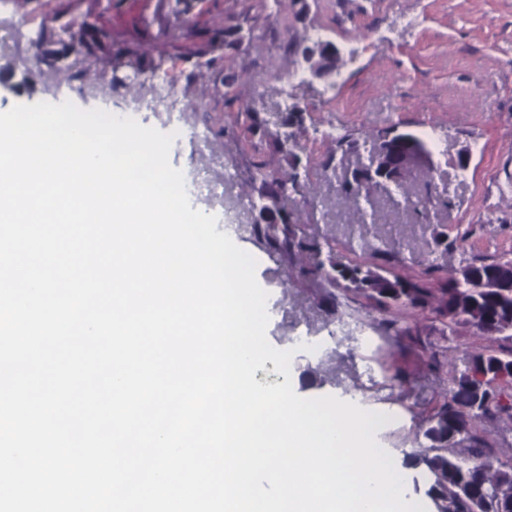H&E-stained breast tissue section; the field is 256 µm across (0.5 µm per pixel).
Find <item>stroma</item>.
Listing matches in <instances>:
<instances>
[{"label":"stroma","instance_id":"35a3bbf8","mask_svg":"<svg viewBox=\"0 0 512 512\" xmlns=\"http://www.w3.org/2000/svg\"><path fill=\"white\" fill-rule=\"evenodd\" d=\"M21 15L20 25L0 19V112L66 100L99 107L86 84L101 72L97 58L71 36L30 44L51 17L71 35L111 24L103 53L112 69L101 73L113 85V111L150 99L145 78L160 69L191 128H224L219 158L199 156V143L187 139L172 146L171 165L223 183L216 229L256 261L268 294L266 337L293 350L294 392L388 415L376 441L400 469L406 499L425 502L404 456L423 417L487 340L464 326L445 341L427 313L396 315L388 329L387 315L360 295L330 312L324 281L305 273L316 252L283 264L251 241V224L268 219L253 207L262 190L255 166L298 171L297 189L278 208L298 238L333 233L341 261L373 255L400 275L440 277L452 264L512 255V0H27ZM316 31L339 50L327 78L314 76L302 54ZM36 53L48 59L44 71L27 68ZM286 130L293 138L285 144ZM386 130L419 137L431 160L405 173L406 201L371 188L375 221L366 224L339 188L369 165ZM287 267L294 274L284 290ZM304 336L329 339V353L299 350Z\"/></svg>","mask_w":512,"mask_h":512}]
</instances>
